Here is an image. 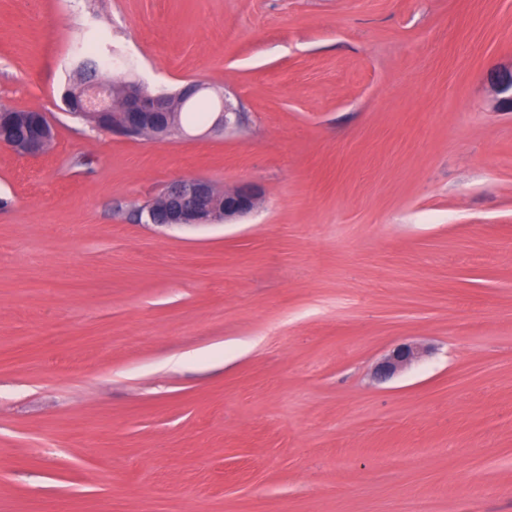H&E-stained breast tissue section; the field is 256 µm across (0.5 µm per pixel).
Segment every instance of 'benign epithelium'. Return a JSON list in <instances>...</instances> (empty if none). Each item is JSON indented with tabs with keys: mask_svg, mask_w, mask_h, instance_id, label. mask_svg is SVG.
<instances>
[{
	"mask_svg": "<svg viewBox=\"0 0 512 512\" xmlns=\"http://www.w3.org/2000/svg\"><path fill=\"white\" fill-rule=\"evenodd\" d=\"M80 100V114L94 115L100 127L127 138L149 136L160 140L182 132L180 113L171 106L170 100L163 94L149 91L139 81L123 84L117 106L112 104V89L100 86L85 88ZM33 117L32 135L14 139L4 131L5 113L1 112L0 145H6L22 156L43 151L47 141L53 138V127L45 114L35 112ZM242 119L243 113L224 101L211 130L219 133L236 128ZM158 199L160 203L151 202L145 207L151 224H212L228 222L252 212L258 204L259 192L254 186H245L222 193L206 179L188 177L172 181ZM415 357V347L405 343L398 345L379 363L375 374L386 378Z\"/></svg>",
	"mask_w": 512,
	"mask_h": 512,
	"instance_id": "1",
	"label": "benign epithelium"
}]
</instances>
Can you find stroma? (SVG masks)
Returning <instances> with one entry per match:
<instances>
[{
    "label": "stroma",
    "mask_w": 512,
    "mask_h": 512,
    "mask_svg": "<svg viewBox=\"0 0 512 512\" xmlns=\"http://www.w3.org/2000/svg\"><path fill=\"white\" fill-rule=\"evenodd\" d=\"M88 52L246 120L96 128ZM511 76L512 0H0V512H512ZM217 114L218 115L211 126V131L217 133L238 127L243 119V113L239 112L238 109L233 108L226 102V100H224V102L222 101ZM34 120L30 123L33 133L22 139H14L7 135L3 128L4 116L7 112L0 113V145L12 148L22 156L34 155L46 148V143L53 138V127L46 115L41 112H32ZM8 122V121H7ZM145 210L148 224L183 226L212 224L243 217L252 212L259 201L255 186L238 187L221 193L206 179L199 177L181 178L168 184ZM416 348L410 344L396 346L376 367L375 374L380 378L392 375L397 369L408 364L416 357Z\"/></svg>",
    "instance_id": "35a3bbf8"
}]
</instances>
